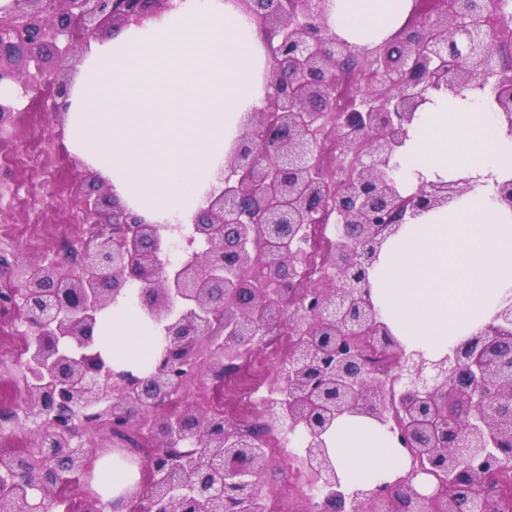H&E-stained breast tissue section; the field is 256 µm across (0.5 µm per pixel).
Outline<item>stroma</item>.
<instances>
[{
  "label": "stroma",
  "instance_id": "stroma-1",
  "mask_svg": "<svg viewBox=\"0 0 512 512\" xmlns=\"http://www.w3.org/2000/svg\"><path fill=\"white\" fill-rule=\"evenodd\" d=\"M87 41L59 42L47 49L40 64L18 67L25 83L18 90L15 110L0 121V274L13 276L16 263L53 260L69 261L68 243L81 239L83 225L68 221L71 212L84 209L87 195H102L106 189L93 182L87 168L70 149L64 117L52 94L56 82L74 83L83 64ZM25 326L17 309L0 311V453L19 454L33 445V434L16 427L11 416L18 412L20 382L13 359ZM198 383L182 389L177 406H201L207 385L217 384L225 367L221 337L202 341ZM128 438L107 429L86 434L93 454L109 448L137 464L146 457L141 447L152 438L144 419H135ZM299 447L269 453L260 484L264 494L280 492L283 483L293 492L280 501V512H308L305 487L298 482Z\"/></svg>",
  "mask_w": 512,
  "mask_h": 512
}]
</instances>
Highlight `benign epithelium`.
<instances>
[{
  "mask_svg": "<svg viewBox=\"0 0 512 512\" xmlns=\"http://www.w3.org/2000/svg\"><path fill=\"white\" fill-rule=\"evenodd\" d=\"M260 23L269 67L265 106L251 114L206 208L191 224L194 249L171 263L179 224H150L117 198L95 204L70 269L32 264L19 288L31 331L24 346V421L36 440L0 454V512H48L65 479L90 478L86 432H122L180 390L181 369L214 326L224 346L263 342L288 326V362L270 378L264 426L302 435V462L324 489L320 512H495L494 474L512 468V302L485 330L438 361L406 353L369 298L368 274L405 217L441 207L463 181L403 196L387 170L431 90L489 85L512 132V0H433L414 23L371 48L329 26L330 0H236ZM173 0H10L0 8V59L25 62L45 47L109 26L143 25ZM497 14L486 25L488 12ZM136 291L163 333L156 367L120 369L99 349L102 316ZM391 424L411 473L373 491L346 492L322 435L344 413ZM157 451L135 491L80 512H265L257 438L191 405L155 418ZM447 488L413 485L429 468Z\"/></svg>",
  "mask_w": 512,
  "mask_h": 512,
  "instance_id": "obj_1",
  "label": "benign epithelium"
}]
</instances>
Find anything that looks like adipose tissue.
<instances>
[{"instance_id": "adipose-tissue-1", "label": "adipose tissue", "mask_w": 512, "mask_h": 512, "mask_svg": "<svg viewBox=\"0 0 512 512\" xmlns=\"http://www.w3.org/2000/svg\"><path fill=\"white\" fill-rule=\"evenodd\" d=\"M147 28L115 29L90 44L64 102L71 150L110 183L129 209L154 224L191 223L207 204L248 115L266 97L268 53L233 0H176ZM412 0H334L331 27L353 44L396 33ZM391 172L401 194L465 179L448 206L407 219L369 273L375 308L406 351L438 359L478 334L512 302V209L497 190L512 179V131L489 90L431 92L408 128ZM159 329L134 304L101 320L97 342L113 363L156 360ZM348 490L405 475L411 461L388 426L344 414L325 433ZM103 501L141 479L130 463L97 460Z\"/></svg>"}]
</instances>
